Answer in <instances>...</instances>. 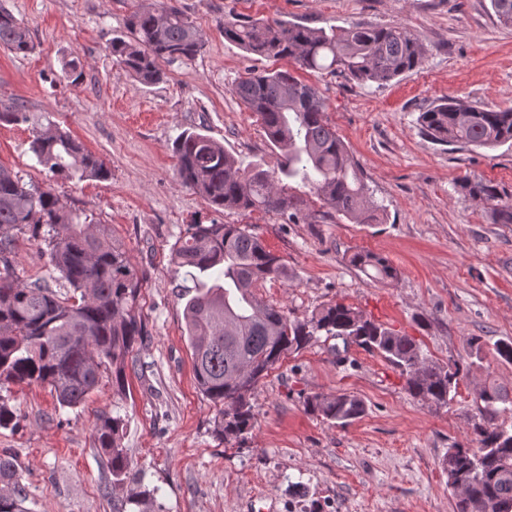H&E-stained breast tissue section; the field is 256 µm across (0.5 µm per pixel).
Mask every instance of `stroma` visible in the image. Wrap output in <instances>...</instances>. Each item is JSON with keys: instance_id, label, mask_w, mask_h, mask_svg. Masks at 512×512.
I'll return each mask as SVG.
<instances>
[{"instance_id": "1", "label": "stroma", "mask_w": 512, "mask_h": 512, "mask_svg": "<svg viewBox=\"0 0 512 512\" xmlns=\"http://www.w3.org/2000/svg\"><path fill=\"white\" fill-rule=\"evenodd\" d=\"M139 3L0 0L33 44L27 54L0 47V100L69 130L112 177H52L34 162L23 122L0 124V165L109 225L131 262L149 273L140 299L147 336L132 354L125 394L105 383L69 410L43 386L10 388L18 420L0 428V450L16 457L31 512H113V499L125 496L94 445L92 425L103 411L123 418L131 471L165 512H453L441 460L452 445L469 444L482 422L479 387L495 381L512 389V364L495 352L498 341H512V224L495 221L459 182L493 181L512 206V144L440 145L422 133L419 115L447 97L512 106V27L499 23L490 0H178L205 32V46L194 61L171 66L167 82L146 86L109 50ZM229 10L325 30L399 24L423 44L418 66L384 85L307 77L383 207L381 223L285 224L262 211L217 216L177 182L171 145L187 129L246 164L273 168L280 159L232 89L248 70L290 63L256 58L226 40ZM73 57L83 71L76 83L62 73ZM214 218L248 225L284 259L290 280L265 282L258 294L290 318L341 302L413 337L424 357L468 366L454 400L439 406L413 397L378 354L352 345L340 355L335 339L320 336L258 384L248 433L229 441L217 435V410L197 388L183 332L185 274L170 251L187 224ZM360 250L388 259L397 280H369L349 261ZM12 265L27 282L55 275L24 235ZM473 336L484 344L477 361ZM341 391L364 400L362 418L339 427L305 411L306 396Z\"/></svg>"}]
</instances>
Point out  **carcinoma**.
<instances>
[{
    "instance_id": "cac0c4a2",
    "label": "carcinoma",
    "mask_w": 512,
    "mask_h": 512,
    "mask_svg": "<svg viewBox=\"0 0 512 512\" xmlns=\"http://www.w3.org/2000/svg\"><path fill=\"white\" fill-rule=\"evenodd\" d=\"M490 3L499 21L512 26V0ZM224 39L260 58L288 59L301 70L381 85L413 70L423 54L419 40L400 26L357 25L328 33L286 20L244 19L232 11L224 14ZM204 44L194 21L163 2L135 10L128 32L112 38L110 48L118 65L150 86L168 79L169 66L194 61ZM0 46L15 54L33 49L27 27L4 8ZM233 94L258 116L268 142L280 151L279 165L244 167L209 136L185 130L171 146L183 187L203 197L214 213L273 212L285 224H311L316 214L289 193L287 181L299 180L322 201V219L380 221V206L325 120L326 101L315 86L289 69L249 72ZM27 121L17 103L0 101V123ZM419 124L442 145L492 149L512 141V107L489 109L446 98L420 113ZM29 151L39 166L67 180L112 176L104 160L52 121L32 128ZM460 187L498 222L512 224V207L499 204L495 183L466 177ZM19 235L46 245L58 288L15 274L10 256ZM171 259L197 291L184 307L186 336L197 387L218 410L216 430L226 440L253 427L251 396L259 382L284 355L318 336L379 354L405 376L411 395L440 405L455 397L467 375L455 360H426L414 338L349 305L329 304L307 319L292 320L284 309L264 303L256 288L288 280V266L244 224L195 220L172 245ZM350 263L374 282L398 278L386 258L369 251L353 253ZM147 280L148 271L130 262L123 242L105 225L81 220L51 189L24 183L0 166V390L47 386L68 409L82 406L105 378L114 394H123L129 357L146 335L140 298ZM478 398L491 416L499 405L512 404V393L494 381L478 390ZM303 404L306 412L341 426L366 412L364 401L346 392L310 395ZM16 420L9 399L0 394V428ZM122 425L121 417L102 411L93 430L114 489L129 479ZM473 435L477 447L456 444L442 460L456 496L454 512H512V426L487 421L475 425ZM28 499L16 458L1 452L0 512H29ZM113 508L165 512L148 489L128 494Z\"/></svg>"
}]
</instances>
